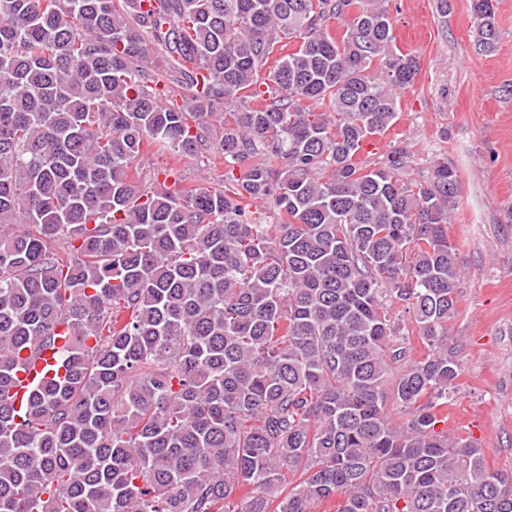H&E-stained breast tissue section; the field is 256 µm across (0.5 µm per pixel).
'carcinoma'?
<instances>
[{
	"label": "carcinoma",
	"instance_id": "carcinoma-1",
	"mask_svg": "<svg viewBox=\"0 0 512 512\" xmlns=\"http://www.w3.org/2000/svg\"><path fill=\"white\" fill-rule=\"evenodd\" d=\"M356 3L0 0V512H227L242 486L240 512H512V470L436 430L459 174L357 163L419 65L380 0L330 36ZM147 145L217 152L236 188L152 190ZM54 355V350L46 349L26 362L23 370L17 374L18 382L14 388L17 404H20L27 390L26 387L29 384L37 380H42V376L48 378L51 375V373L44 372L48 365H54L56 363Z\"/></svg>",
	"mask_w": 512,
	"mask_h": 512
}]
</instances>
